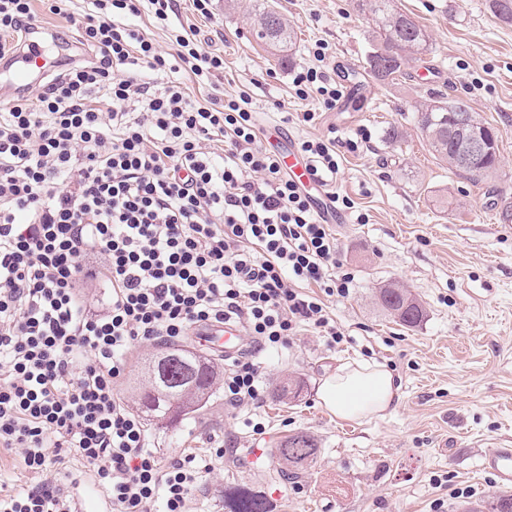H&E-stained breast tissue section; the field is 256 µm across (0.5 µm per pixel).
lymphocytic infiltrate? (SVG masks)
Wrapping results in <instances>:
<instances>
[{"mask_svg":"<svg viewBox=\"0 0 512 512\" xmlns=\"http://www.w3.org/2000/svg\"><path fill=\"white\" fill-rule=\"evenodd\" d=\"M66 0L51 13L76 26L96 54L35 95L0 110V454L19 452L35 477L21 492L0 484V512H79L52 465L77 459L112 512H190L224 451L162 462L144 424L115 392L127 355L195 326L242 321L253 355L224 370L230 410L259 407L257 355L286 350L303 327L339 343L326 298L347 297L336 235L264 148L246 95L214 84L221 55L187 34L162 55L128 25L150 5L156 20L176 0ZM37 20L32 0H0V56ZM177 64L182 82L143 70ZM294 94L332 109L326 75L300 67ZM298 148L325 188L336 182V141ZM107 301L89 297L97 282Z\"/></svg>","mask_w":512,"mask_h":512,"instance_id":"obj_1","label":"lymphocytic infiltrate"}]
</instances>
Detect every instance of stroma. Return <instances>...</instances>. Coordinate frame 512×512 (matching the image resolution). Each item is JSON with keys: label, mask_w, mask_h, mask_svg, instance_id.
Returning a JSON list of instances; mask_svg holds the SVG:
<instances>
[{"label": "stroma", "mask_w": 512, "mask_h": 512, "mask_svg": "<svg viewBox=\"0 0 512 512\" xmlns=\"http://www.w3.org/2000/svg\"><path fill=\"white\" fill-rule=\"evenodd\" d=\"M255 2L212 0L205 19L191 0H180L168 23L145 14L134 23L163 52L181 27L221 53L219 85L225 94L251 96L261 131L278 126L297 140L332 133L341 141L367 131L368 145L340 150L334 187L351 202L333 230L354 286L348 298L327 300L345 339L332 346L306 331L288 350L264 356V434L251 435L219 390L178 426L143 416L150 446L165 462L223 447L224 464L207 476L196 512H224L229 482L259 491L273 512H455L461 502L491 499L495 477L481 459L495 446L512 448V25L493 16L487 0H395L426 28L431 49L384 83L368 72L373 23L356 0H273L297 34L289 58L257 38ZM34 10L57 36L45 46L47 61L68 53L92 61L75 27L42 0ZM307 65L358 94L321 110L313 125L283 123L277 106L308 108L292 86ZM439 93L463 100L495 128L500 163L488 179L469 181L423 140L415 108ZM361 214L367 223H357ZM390 282L422 303L417 326L399 325L379 305L377 292ZM360 360L393 372L399 402L381 416L336 419L319 388L337 365ZM291 377L304 388L284 404L276 388ZM297 430L318 439L320 457L301 480L275 479L272 450Z\"/></svg>", "instance_id": "obj_1"}]
</instances>
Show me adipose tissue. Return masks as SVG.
<instances>
[{
	"instance_id": "ef3b65f1",
	"label": "adipose tissue",
	"mask_w": 512,
	"mask_h": 512,
	"mask_svg": "<svg viewBox=\"0 0 512 512\" xmlns=\"http://www.w3.org/2000/svg\"><path fill=\"white\" fill-rule=\"evenodd\" d=\"M323 406L342 420L380 415L393 409L398 387L383 365L360 361L337 367L319 389Z\"/></svg>"
}]
</instances>
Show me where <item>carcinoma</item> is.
<instances>
[{"mask_svg":"<svg viewBox=\"0 0 512 512\" xmlns=\"http://www.w3.org/2000/svg\"><path fill=\"white\" fill-rule=\"evenodd\" d=\"M360 9L369 13L373 21V51L368 64L383 55L389 56L390 64L381 74L380 81L392 82L403 75L404 65L429 51V35L419 22H410L411 15L395 6L394 0H359ZM258 36L273 46H293L294 31L288 29L281 15L267 6L259 13ZM478 117L469 106L441 97L432 104L417 109V122L422 136L430 148L443 160L470 181L484 180L497 166L499 151H494L476 161L470 167L454 163L459 142L468 129H448V109ZM381 307L397 322L414 327L424 316V309L407 290L387 286L379 290ZM145 372L153 374V380L133 390L134 402L146 408L147 414L158 421L171 424L182 417L202 409L216 392L219 377L215 365L207 357L188 349L167 347L144 362ZM280 468L278 475L298 479L316 463L320 454L317 439L300 431L286 437L274 449ZM226 512H268L265 499L246 485L224 488ZM512 512V494L501 492L492 497L488 507H469L465 512Z\"/></svg>","mask_w":512,"mask_h":512,"instance_id":"1","label":"carcinoma"}]
</instances>
